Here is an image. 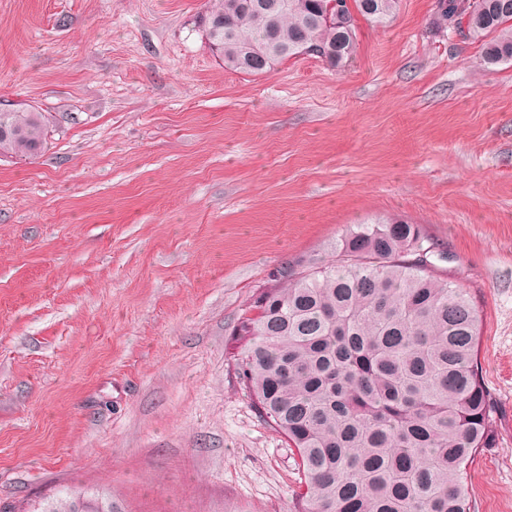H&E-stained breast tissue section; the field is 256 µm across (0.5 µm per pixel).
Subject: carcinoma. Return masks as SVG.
Listing matches in <instances>:
<instances>
[{
  "label": "carcinoma",
  "instance_id": "obj_1",
  "mask_svg": "<svg viewBox=\"0 0 512 512\" xmlns=\"http://www.w3.org/2000/svg\"><path fill=\"white\" fill-rule=\"evenodd\" d=\"M209 0L203 17L224 68L267 74L292 57L333 66L356 50L357 17L376 27L399 0ZM437 23L486 37L484 62L512 61V0H437ZM49 120L0 107V157L32 158ZM416 224L349 229L335 258L254 298L234 329L236 365L260 415L295 449V512H475L469 463L494 444L496 410L478 367L479 311L424 264ZM38 512H112L80 490Z\"/></svg>",
  "mask_w": 512,
  "mask_h": 512
}]
</instances>
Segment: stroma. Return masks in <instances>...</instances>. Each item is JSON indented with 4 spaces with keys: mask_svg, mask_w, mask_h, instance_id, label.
<instances>
[{
    "mask_svg": "<svg viewBox=\"0 0 512 512\" xmlns=\"http://www.w3.org/2000/svg\"><path fill=\"white\" fill-rule=\"evenodd\" d=\"M359 21L352 59L225 69L207 0H0V104L50 118L0 157V512L64 488L112 512H291L296 455L235 370L283 268L379 216L418 225L479 310L495 443L478 512H512V61Z\"/></svg>",
    "mask_w": 512,
    "mask_h": 512,
    "instance_id": "stroma-1",
    "label": "stroma"
}]
</instances>
